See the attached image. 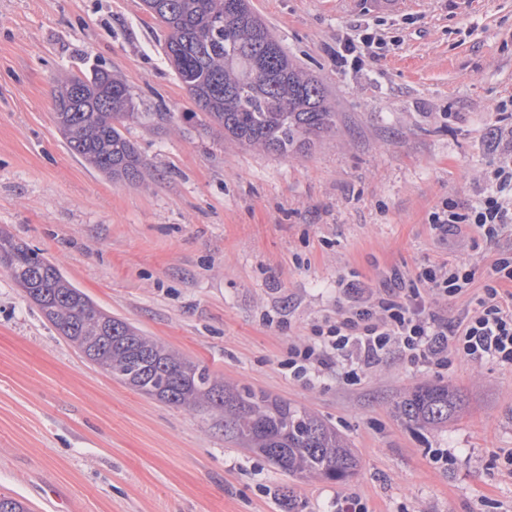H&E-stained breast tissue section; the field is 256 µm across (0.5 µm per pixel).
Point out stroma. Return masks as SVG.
<instances>
[{
    "label": "stroma",
    "instance_id": "obj_1",
    "mask_svg": "<svg viewBox=\"0 0 512 512\" xmlns=\"http://www.w3.org/2000/svg\"><path fill=\"white\" fill-rule=\"evenodd\" d=\"M283 50L319 77L334 133L282 157L225 143L163 51L142 0H0V230L43 252L101 309L225 381L335 425L361 466L349 482L299 480L224 441L207 414L140 394L90 362L0 267V494L29 512H512V366L391 351L347 384L333 368L289 377L291 345L335 318L343 288L393 270L472 261L481 288L502 238H447L429 215L475 201L512 152V0H251ZM385 42L337 65L343 32ZM121 77L141 112L147 162L115 182L68 149L54 89L70 73ZM454 386L462 412L438 432L395 413L421 384ZM441 460H433V450ZM292 493L285 502L284 493Z\"/></svg>",
    "mask_w": 512,
    "mask_h": 512
}]
</instances>
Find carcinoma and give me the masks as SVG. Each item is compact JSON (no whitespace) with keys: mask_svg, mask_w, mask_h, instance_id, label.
<instances>
[{"mask_svg":"<svg viewBox=\"0 0 512 512\" xmlns=\"http://www.w3.org/2000/svg\"><path fill=\"white\" fill-rule=\"evenodd\" d=\"M167 30L164 52L204 126L229 143L279 156L308 152L336 130L321 80L285 54L249 0H143ZM55 117L69 150L115 181L139 180L147 163L125 135L148 117L127 85L95 69L60 81ZM0 266L43 316L92 362L128 388L165 404L218 416L224 438L295 479L346 482L360 458L336 426L263 390L224 383L208 367L99 309L47 257L0 232ZM457 389L422 384L395 404L410 426L437 431L462 410Z\"/></svg>","mask_w":512,"mask_h":512,"instance_id":"1","label":"carcinoma"}]
</instances>
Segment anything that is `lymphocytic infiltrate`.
Masks as SVG:
<instances>
[{"mask_svg": "<svg viewBox=\"0 0 512 512\" xmlns=\"http://www.w3.org/2000/svg\"><path fill=\"white\" fill-rule=\"evenodd\" d=\"M490 179L493 191L477 204L445 201L429 222L439 237L468 226L489 242L512 233V155L501 157ZM475 271L470 263L437 262L408 273L392 274L393 286L382 294L348 288L347 306L335 319L313 325L308 344L288 350V374L307 379L341 364L345 381L356 383L391 347L411 361L447 367L449 356L471 362L491 359L512 366V299L503 284H512V247L499 249L474 307L448 323L430 308L435 297H456L469 291Z\"/></svg>", "mask_w": 512, "mask_h": 512, "instance_id": "1", "label": "lymphocytic infiltrate"}]
</instances>
